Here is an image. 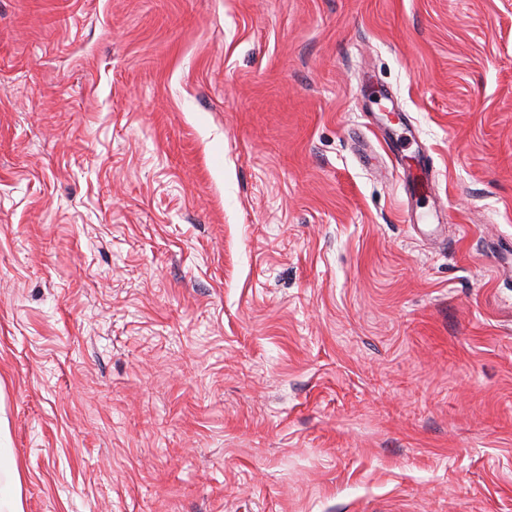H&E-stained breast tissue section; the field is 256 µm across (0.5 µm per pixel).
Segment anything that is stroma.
<instances>
[{
  "mask_svg": "<svg viewBox=\"0 0 512 512\" xmlns=\"http://www.w3.org/2000/svg\"><path fill=\"white\" fill-rule=\"evenodd\" d=\"M0 462L23 512H512V0H0ZM403 157L400 156L399 159H396L399 167L403 170V175L406 180V182L411 187V197H417L418 191L420 187H422L423 184L429 183L428 177H427V163L424 161L423 154H420L418 151L417 154L414 155V158L417 162V172L418 173H412L409 165L408 167L405 166L403 162Z\"/></svg>",
  "mask_w": 512,
  "mask_h": 512,
  "instance_id": "1",
  "label": "stroma"
}]
</instances>
